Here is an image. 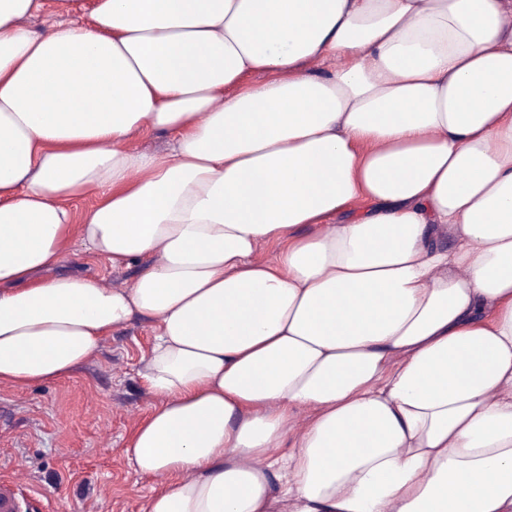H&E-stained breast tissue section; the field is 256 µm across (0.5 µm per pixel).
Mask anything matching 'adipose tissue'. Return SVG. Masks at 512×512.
Returning <instances> with one entry per match:
<instances>
[{
  "label": "adipose tissue",
  "instance_id": "obj_1",
  "mask_svg": "<svg viewBox=\"0 0 512 512\" xmlns=\"http://www.w3.org/2000/svg\"><path fill=\"white\" fill-rule=\"evenodd\" d=\"M43 6L0 0V385L150 319L147 512H512V0ZM45 8L28 21L33 31L40 32L49 25L67 23L81 18L90 21L93 0H45ZM66 270L77 271L99 279L103 286L112 288L129 287L140 272L141 265L112 268L109 263L91 258L81 251L76 243L63 259Z\"/></svg>",
  "mask_w": 512,
  "mask_h": 512
}]
</instances>
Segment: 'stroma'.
<instances>
[{"instance_id":"stroma-1","label":"stroma","mask_w":512,"mask_h":512,"mask_svg":"<svg viewBox=\"0 0 512 512\" xmlns=\"http://www.w3.org/2000/svg\"><path fill=\"white\" fill-rule=\"evenodd\" d=\"M93 0H46L34 31L89 19ZM63 266L112 288L132 284L139 265L112 267L73 246ZM154 342L139 319L113 331L69 377L24 390L0 386V474L21 479L28 512H146L156 490L135 475L129 440L157 404L136 373Z\"/></svg>"}]
</instances>
